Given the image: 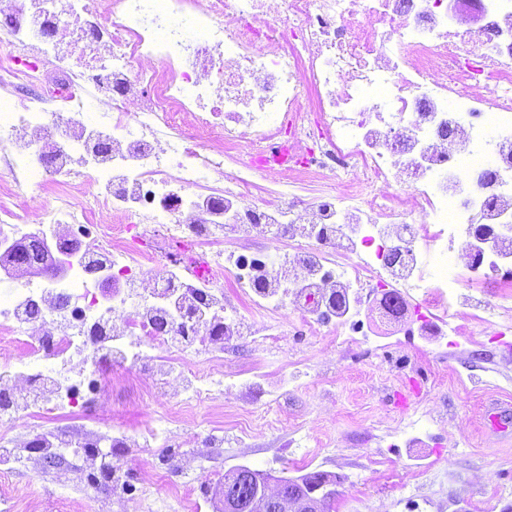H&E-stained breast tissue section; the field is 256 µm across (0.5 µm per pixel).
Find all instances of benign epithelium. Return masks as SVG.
Here are the masks:
<instances>
[{
	"mask_svg": "<svg viewBox=\"0 0 512 512\" xmlns=\"http://www.w3.org/2000/svg\"><path fill=\"white\" fill-rule=\"evenodd\" d=\"M4 254L0 271L5 275L35 267L47 275L59 272L52 247L38 235L5 248ZM338 483V478L318 472L273 483L267 476L254 475L249 465L239 464L216 486L214 503L216 512H324Z\"/></svg>",
	"mask_w": 512,
	"mask_h": 512,
	"instance_id": "7a95c632",
	"label": "benign epithelium"
}]
</instances>
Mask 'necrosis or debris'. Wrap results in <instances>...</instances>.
<instances>
[{
  "label": "necrosis or debris",
  "mask_w": 512,
  "mask_h": 512,
  "mask_svg": "<svg viewBox=\"0 0 512 512\" xmlns=\"http://www.w3.org/2000/svg\"><path fill=\"white\" fill-rule=\"evenodd\" d=\"M0 100V243L85 240L0 290V390L29 384L8 409L59 473L98 440L45 427L82 380L177 375L179 414L245 390L250 439L290 381L218 372L287 343L283 308L345 353L371 298L435 343L512 310V0H0Z\"/></svg>",
  "instance_id": "obj_1"
}]
</instances>
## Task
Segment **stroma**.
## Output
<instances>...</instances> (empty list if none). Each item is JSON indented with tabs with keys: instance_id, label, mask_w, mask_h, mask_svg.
<instances>
[{
	"instance_id": "1",
	"label": "stroma",
	"mask_w": 512,
	"mask_h": 512,
	"mask_svg": "<svg viewBox=\"0 0 512 512\" xmlns=\"http://www.w3.org/2000/svg\"><path fill=\"white\" fill-rule=\"evenodd\" d=\"M363 330L379 339L352 353L340 352L327 336L297 333L289 341L308 365L280 400L284 415L297 416L313 436L310 447L289 448L287 425L256 441L255 447L228 443L197 453L199 415L170 422L165 442L185 467L172 471L168 484L147 480L153 465L149 448H130L120 462L126 472L124 493L104 494L84 472L61 481L55 469L33 466L26 458L12 463L13 480L24 488L38 512H181L170 486L194 490L213 512L212 490L232 466L265 467L276 477L320 471L339 480L333 512H512V333L494 335L468 325V333L449 344L447 353L427 352L416 326L384 320L378 308L361 315ZM258 365L272 376L288 371L287 357L239 339L224 355L225 370ZM418 386L435 425L423 443L407 444L398 425L403 395ZM175 404L159 391L139 396L114 388L95 397L89 412L110 424L141 432L154 427ZM480 481L483 492L469 498L467 485Z\"/></svg>"
}]
</instances>
